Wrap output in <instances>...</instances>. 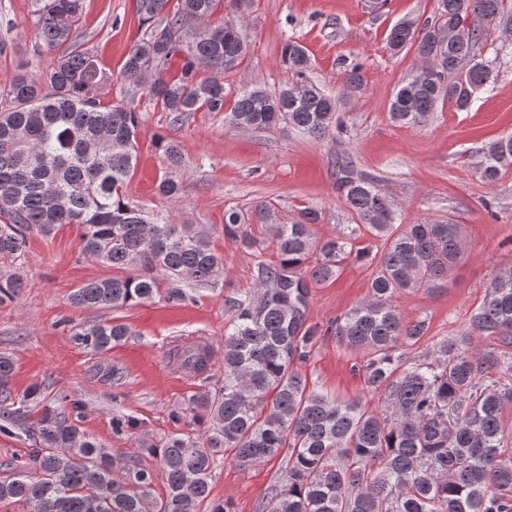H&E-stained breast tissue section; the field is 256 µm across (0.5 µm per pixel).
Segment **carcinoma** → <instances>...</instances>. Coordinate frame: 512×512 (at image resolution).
<instances>
[{
    "label": "carcinoma",
    "mask_w": 512,
    "mask_h": 512,
    "mask_svg": "<svg viewBox=\"0 0 512 512\" xmlns=\"http://www.w3.org/2000/svg\"><path fill=\"white\" fill-rule=\"evenodd\" d=\"M220 0H135L145 37L131 47L123 78L178 123L193 112L221 113L228 92L223 74L247 54L242 19L250 0H228L224 25L209 18ZM83 0H36L33 52L43 59L39 78L17 76L0 89V258H20L27 233L49 235L75 224L82 252L131 274L91 280L71 294L76 307L122 309L155 298L171 305L195 300V286L221 277L224 259L192 224L161 223L129 203L125 186L138 159L139 112L134 102L103 106L99 85L108 77L76 34ZM438 15L402 19L389 31L393 55L414 50L424 63L418 78L396 89L390 118L423 125L441 101L459 112L489 87L493 62L476 49L492 26L512 16L504 0H438ZM182 60L168 79L165 66ZM281 61L293 77L272 95L240 93L228 119L242 129L296 127L316 137L343 130L336 98L309 76L311 58L287 39ZM172 171L185 168L178 143L158 142ZM512 166V135L488 142L479 170L491 181ZM338 199L360 220L318 241L316 209L281 224L270 206L224 213V236L256 253L266 241L274 263L255 266L251 291L224 300V384L188 399L172 418L187 430L149 442L131 419H112V432L135 438L156 459L167 489L155 496V470L143 464L114 469L105 447L74 420L42 409L31 436L39 443L13 477L0 480V501L29 512H235L229 500L210 499L216 464L231 455L247 466L281 461L277 480L257 512H512V354L478 352L476 339L494 336L512 346V269L497 273L474 310L470 330L437 341L424 357L407 349L425 336L424 320L405 322L392 304L399 292L448 287V272L464 255L461 225L396 223L390 200L353 160L333 164ZM159 196L182 194L178 176L163 178ZM265 228L264 239L250 226ZM382 242L368 296L324 331L361 352L367 391L382 396L371 411L360 398L341 402L312 391L294 366L307 359L319 333L308 323L310 288L336 277L344 258L370 256L355 248L361 230ZM20 277L0 275V303L18 297ZM130 334L108 322L74 332L93 353ZM172 363L193 376L211 371L212 346L192 338L172 345ZM11 358L0 355V433L23 426L30 391L13 397Z\"/></svg>",
    "instance_id": "obj_1"
}]
</instances>
